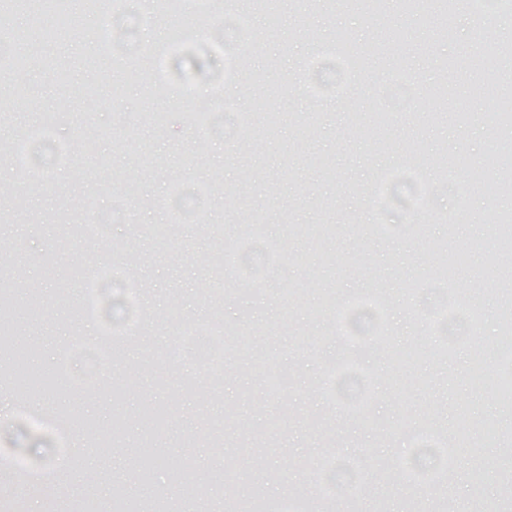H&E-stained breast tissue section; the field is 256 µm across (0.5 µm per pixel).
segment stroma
Here are the masks:
<instances>
[{
	"label": "stroma",
	"instance_id": "35a3bbf8",
	"mask_svg": "<svg viewBox=\"0 0 512 512\" xmlns=\"http://www.w3.org/2000/svg\"><path fill=\"white\" fill-rule=\"evenodd\" d=\"M181 4L159 13L139 0H67L72 24L50 41L29 26L40 0L0 13V32H26L25 54L41 61L0 97V131L43 129L70 151L60 165L0 162V336L20 342L0 354L10 373L0 512H500L512 493V412L496 396L504 297L489 279L505 201L495 173L482 185L466 177L500 134L463 62L478 38L512 42V0H477L448 37L402 0L377 12L359 0H274V33L261 11L239 22V0ZM117 28L142 45L164 33L166 54L128 77L113 57ZM340 34L362 67L344 68ZM198 59L222 71L225 112L185 104L183 91L202 84ZM443 81L464 120H420L438 111L430 91ZM266 92L273 125L251 109ZM382 109L385 151L362 135ZM97 129L108 136L91 154L83 145ZM441 155L447 177L425 181ZM474 239L484 248L458 285L473 289L478 325L443 359L437 248ZM356 314L379 315L391 347L357 342ZM205 331L224 353L204 372L193 335ZM393 347L420 350L410 372L393 366ZM271 367L286 380L276 396L264 385ZM28 370L57 388L31 390ZM130 372L136 387L115 398ZM152 406L170 407L165 428L149 420ZM486 420L499 440L484 438ZM430 429L456 435L455 479L387 482L382 463L403 467ZM333 457L360 465L351 490L327 488ZM186 464L208 497L184 496L173 474Z\"/></svg>",
	"mask_w": 512,
	"mask_h": 512
}]
</instances>
